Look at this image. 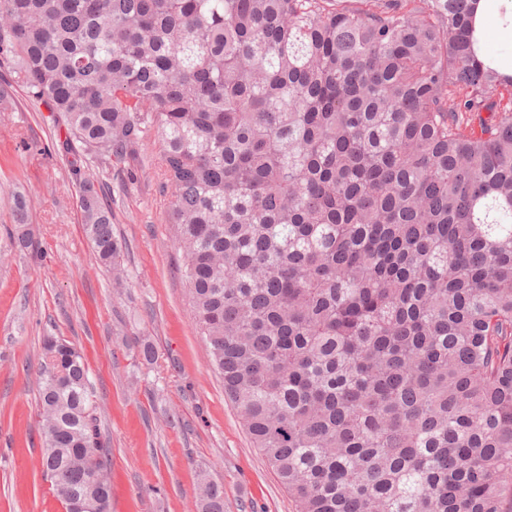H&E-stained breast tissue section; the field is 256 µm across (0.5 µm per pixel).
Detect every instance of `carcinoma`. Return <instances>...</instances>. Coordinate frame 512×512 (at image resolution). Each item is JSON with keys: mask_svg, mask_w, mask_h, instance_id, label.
<instances>
[{"mask_svg": "<svg viewBox=\"0 0 512 512\" xmlns=\"http://www.w3.org/2000/svg\"><path fill=\"white\" fill-rule=\"evenodd\" d=\"M481 3L0 0L65 153L157 139L209 364L295 512H512V72ZM80 210L121 280L89 178ZM37 377L45 476L110 512L81 354L47 342Z\"/></svg>", "mask_w": 512, "mask_h": 512, "instance_id": "cac0c4a2", "label": "carcinoma"}]
</instances>
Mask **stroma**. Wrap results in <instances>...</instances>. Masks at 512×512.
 <instances>
[{
    "instance_id": "stroma-1",
    "label": "stroma",
    "mask_w": 512,
    "mask_h": 512,
    "mask_svg": "<svg viewBox=\"0 0 512 512\" xmlns=\"http://www.w3.org/2000/svg\"><path fill=\"white\" fill-rule=\"evenodd\" d=\"M0 69V512H65L42 472L36 371L43 343L86 358L112 481L110 512H200L197 482L224 486L226 512H294L208 365L182 276L170 193L153 139L110 167L63 155L56 113L30 105ZM107 188L125 278L115 285L81 226L84 178ZM42 249L11 237L14 195ZM155 347L140 356L142 341Z\"/></svg>"
}]
</instances>
